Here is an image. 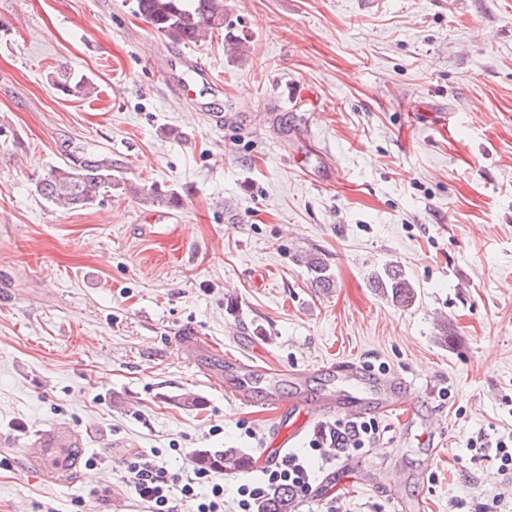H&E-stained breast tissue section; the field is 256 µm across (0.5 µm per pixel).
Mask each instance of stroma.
Segmentation results:
<instances>
[{
    "mask_svg": "<svg viewBox=\"0 0 512 512\" xmlns=\"http://www.w3.org/2000/svg\"><path fill=\"white\" fill-rule=\"evenodd\" d=\"M63 66L93 93L58 91ZM88 157L182 208L39 197ZM389 263L412 308L372 288ZM186 328L270 369L351 359L415 382L412 423L378 417L376 447L326 453L292 512H512V468L467 446L512 434V0H224L197 45L136 0H0V512H144L125 461L153 451L189 472L240 450L234 497L276 421L192 366ZM60 421L83 441L72 486L25 453ZM302 262L309 275V279L316 288L329 290L334 286L333 275L330 267L324 258L316 252H309L304 255Z\"/></svg>",
    "mask_w": 512,
    "mask_h": 512,
    "instance_id": "obj_1",
    "label": "stroma"
}]
</instances>
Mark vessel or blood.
I'll return each instance as SVG.
<instances>
[{"label": "vessel or blood", "instance_id": "vessel-or-blood-1", "mask_svg": "<svg viewBox=\"0 0 512 512\" xmlns=\"http://www.w3.org/2000/svg\"><path fill=\"white\" fill-rule=\"evenodd\" d=\"M177 342L212 384L225 388L242 402H253L259 396L255 393L256 383L264 382L265 391L260 397L265 403L279 408L284 420L266 450L268 459L273 462L293 447L315 418L341 411L354 414L373 411L386 415L402 406L411 392L410 383L403 377L374 378L353 361L324 367L328 382L322 390L314 392L309 385L310 370L272 371L248 358L224 361L216 347L187 331L178 334ZM78 444L68 425L59 424L39 431L28 454L40 460L58 482L69 485L80 478L70 460V450Z\"/></svg>", "mask_w": 512, "mask_h": 512}]
</instances>
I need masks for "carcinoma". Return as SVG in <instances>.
<instances>
[{
    "mask_svg": "<svg viewBox=\"0 0 512 512\" xmlns=\"http://www.w3.org/2000/svg\"><path fill=\"white\" fill-rule=\"evenodd\" d=\"M136 7L157 34L184 45L196 44L224 28V0H137ZM56 86L60 92L70 95L86 92L90 83L65 71ZM36 190L46 202L70 209L92 205L114 190L138 192L112 173V164L98 159H86L77 167L54 166L38 181ZM147 196L151 203L168 209H178L183 203L182 195L174 189L156 188ZM302 262L315 287L328 290L334 286L330 267L320 254L309 252ZM372 287L400 308L413 307L418 297L414 283L394 264L372 275ZM197 462L206 467L217 466L226 473L240 472L246 466V458L234 448L220 453L202 451ZM292 503L290 489L274 487L258 502L256 509L258 512H291Z\"/></svg>",
    "mask_w": 512,
    "mask_h": 512,
    "instance_id": "1",
    "label": "carcinoma"
}]
</instances>
